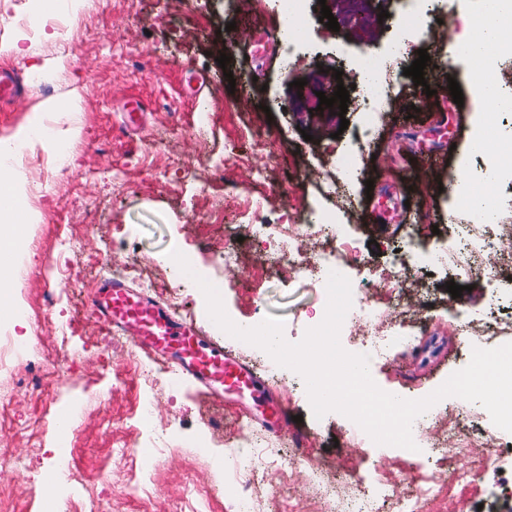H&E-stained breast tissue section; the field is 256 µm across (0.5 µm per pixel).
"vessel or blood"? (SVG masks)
<instances>
[{
	"label": "vessel or blood",
	"mask_w": 512,
	"mask_h": 512,
	"mask_svg": "<svg viewBox=\"0 0 512 512\" xmlns=\"http://www.w3.org/2000/svg\"><path fill=\"white\" fill-rule=\"evenodd\" d=\"M91 302L105 325L166 358L190 385L242 400H264V384L249 365L200 336L166 303L115 279L101 281Z\"/></svg>",
	"instance_id": "b4317fda"
}]
</instances>
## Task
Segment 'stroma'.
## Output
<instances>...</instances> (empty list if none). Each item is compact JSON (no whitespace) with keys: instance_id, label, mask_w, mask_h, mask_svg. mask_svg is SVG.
Wrapping results in <instances>:
<instances>
[{"instance_id":"35a3bbf8","label":"stroma","mask_w":512,"mask_h":512,"mask_svg":"<svg viewBox=\"0 0 512 512\" xmlns=\"http://www.w3.org/2000/svg\"><path fill=\"white\" fill-rule=\"evenodd\" d=\"M325 5L339 31L320 22ZM365 10L366 19L354 20L345 0H313L298 46L305 62L288 69L271 39L283 24L276 0L241 13L225 11L224 0H181L176 7L169 0H88L72 14L68 30L56 33L42 21L54 7L40 13L33 0H0V46L23 33L28 51L23 58L0 55V71L25 87L0 104V138L36 118L58 135L56 143H37L26 153L32 193L24 203L41 220L21 228L36 247L18 287L34 310L21 326L0 316V329L28 339L29 362L54 351L69 367L60 383L36 396L28 389L26 364L0 366V400L13 420L0 430V447L20 459L16 465L0 462V512H243L247 506L253 512H316L323 491L310 478L314 470L323 483L364 486L377 472L404 485L429 468L447 475L448 454L439 448L353 447L349 418L337 412L315 418L303 379L286 368L269 381L289 416L276 433L247 419L246 403L233 396L218 399L184 382L169 387L167 364L110 333L90 305L101 265H109L118 280L143 270L158 299L200 335L265 373L270 356L218 332L202 292L167 255L173 248L188 255L194 271L219 289L238 325L272 315L283 318L288 341L301 340L322 317L323 285L289 275L268 243L253 237L241 210L245 200L262 198L266 205L257 223L327 213L370 267L385 266L398 252L411 256V278L422 283L424 294L439 298L437 307L423 311L407 350L394 346L371 359L370 373L382 390L421 399L464 368L460 351L479 340L463 335L459 314L475 320L508 316L505 297L512 283L477 267L458 276L429 269L414 258L403 227L431 226L423 246L432 252L455 246L453 225L474 220L447 192L422 193L414 185L421 174L455 185L485 177L490 167L488 156L459 153L476 132L478 64L449 60L429 36L440 23L448 34L461 33L482 2L431 0L399 62L409 67L419 50H427L426 83L397 77L393 92L404 105L381 118L370 142L357 137L366 113L323 108L317 97L325 74L341 72L349 89L361 58L387 54L396 0H366ZM230 22L238 39L222 68L217 48ZM44 59L54 72L43 76L42 86L30 85L31 62ZM452 78L463 93L459 105L448 88ZM45 99L56 101V110L35 116L34 106ZM76 124L81 136L68 139L66 130ZM258 132L265 139L261 150L254 144ZM330 143L347 152L359 173L351 212L334 207L328 195ZM264 150L277 156L278 165L261 184L255 169ZM59 152L70 159L63 176L54 166ZM62 228L79 238L80 251L58 247ZM226 243L244 256L230 271L219 258ZM450 282L463 286L461 297L448 292ZM147 400L153 406L148 428L134 419ZM66 414L75 418V445L63 476L53 448L57 422ZM247 431L258 436L256 463L241 475V436ZM116 446L126 450L122 459L112 456ZM47 475L51 492L45 495L40 487ZM192 483L207 490L208 504L188 498ZM487 502V483L479 477L426 504L424 512H478Z\"/></svg>"}]
</instances>
